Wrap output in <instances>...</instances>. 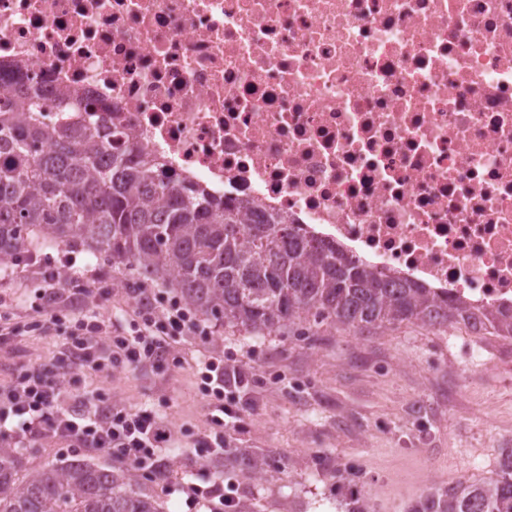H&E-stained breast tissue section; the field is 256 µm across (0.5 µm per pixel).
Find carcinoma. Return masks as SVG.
Masks as SVG:
<instances>
[{
	"label": "carcinoma",
	"instance_id": "1",
	"mask_svg": "<svg viewBox=\"0 0 512 512\" xmlns=\"http://www.w3.org/2000/svg\"><path fill=\"white\" fill-rule=\"evenodd\" d=\"M0 77V265L26 263L36 240L80 242L137 279L160 281L207 320L256 336L323 326L364 332L402 323L462 324L512 339V313L442 300L387 278L299 232L278 214L231 205L178 177L117 125L96 127ZM245 481L268 472L243 451L224 454ZM0 512H164L139 474L86 459L26 467L0 446ZM407 512H512V448L494 475L420 497Z\"/></svg>",
	"mask_w": 512,
	"mask_h": 512
}]
</instances>
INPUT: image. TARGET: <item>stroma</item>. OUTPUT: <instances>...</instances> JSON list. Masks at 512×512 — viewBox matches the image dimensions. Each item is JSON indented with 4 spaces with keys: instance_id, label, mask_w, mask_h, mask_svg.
Returning <instances> with one entry per match:
<instances>
[{
    "instance_id": "stroma-1",
    "label": "stroma",
    "mask_w": 512,
    "mask_h": 512,
    "mask_svg": "<svg viewBox=\"0 0 512 512\" xmlns=\"http://www.w3.org/2000/svg\"><path fill=\"white\" fill-rule=\"evenodd\" d=\"M34 265L0 278V300L19 322L40 320L50 285L46 271L74 255L76 270L103 276L102 312L125 319L128 274L83 248L34 244ZM61 336L41 330L0 343V387L21 367L58 356ZM504 339L461 325L429 328L401 324L363 335L321 328L312 336L277 331L252 336L215 325L207 336L183 337L174 347L182 363L141 371L114 370L108 397L145 406L178 426L169 457L173 490L149 484L166 512H210L189 506L178 487L198 482L234 483L236 501L257 512H342L351 490L363 491L374 512H406L421 495L461 478L493 475L502 449L512 448V359ZM230 353L256 369V381L237 394L239 427L225 430L233 446L277 464L275 480L254 485L194 452L213 432L197 366Z\"/></svg>"
}]
</instances>
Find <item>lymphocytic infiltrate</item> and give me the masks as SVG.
<instances>
[{"instance_id":"f902f5d3","label":"lymphocytic infiltrate","mask_w":512,"mask_h":512,"mask_svg":"<svg viewBox=\"0 0 512 512\" xmlns=\"http://www.w3.org/2000/svg\"><path fill=\"white\" fill-rule=\"evenodd\" d=\"M74 287L58 288L38 326L60 333L65 347L41 368L23 370L0 389V425L17 419L14 445L50 438L68 448L94 450L143 473L160 487L168 485L163 453L176 441L171 421L149 408L113 404L100 389L72 391L77 378L108 379L114 366L131 371L179 363L169 341L204 336L208 330L180 303L165 300L145 283H136L128 320L114 323L97 310L99 274H74ZM209 418L217 427L239 426L241 411L225 403L226 390L253 378L252 368L216 355L198 366Z\"/></svg>"}]
</instances>
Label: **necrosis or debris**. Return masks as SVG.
Returning a JSON list of instances; mask_svg holds the SVG:
<instances>
[{
    "label": "necrosis or debris",
    "mask_w": 512,
    "mask_h": 512,
    "mask_svg": "<svg viewBox=\"0 0 512 512\" xmlns=\"http://www.w3.org/2000/svg\"><path fill=\"white\" fill-rule=\"evenodd\" d=\"M0 73L226 203L512 309V0H0Z\"/></svg>",
    "instance_id": "necrosis-or-debris-1"
}]
</instances>
